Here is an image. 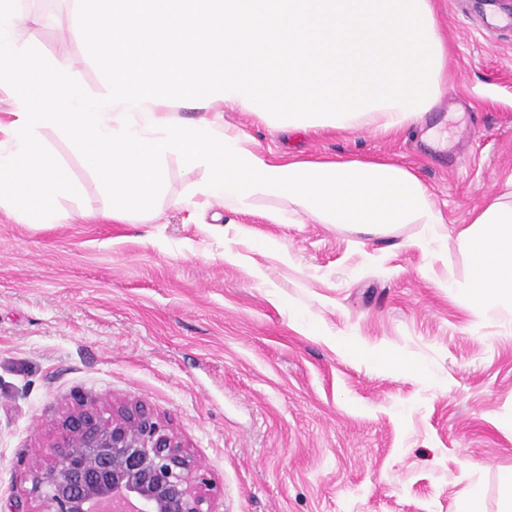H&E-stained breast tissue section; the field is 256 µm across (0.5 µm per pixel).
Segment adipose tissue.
<instances>
[{"label": "adipose tissue", "instance_id": "ef3b65f1", "mask_svg": "<svg viewBox=\"0 0 512 512\" xmlns=\"http://www.w3.org/2000/svg\"><path fill=\"white\" fill-rule=\"evenodd\" d=\"M21 0H0V208L25 224H62L77 190L44 143L52 129L109 194L87 218L157 216L166 161L188 175L182 203L248 212L265 200L275 224H329L386 236L408 224L421 243L444 218L411 170L386 161L274 157L219 123L230 107L291 135L421 124L448 87V41L435 0H73L71 31L108 78L88 96L69 59L44 54ZM200 116L183 120L178 108ZM203 178H196V171ZM456 241L474 311L512 310V192L488 197Z\"/></svg>", "mask_w": 512, "mask_h": 512}]
</instances>
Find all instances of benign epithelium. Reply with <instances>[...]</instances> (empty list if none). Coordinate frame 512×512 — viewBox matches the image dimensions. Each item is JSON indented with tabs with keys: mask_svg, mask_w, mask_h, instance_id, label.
I'll return each instance as SVG.
<instances>
[{
	"mask_svg": "<svg viewBox=\"0 0 512 512\" xmlns=\"http://www.w3.org/2000/svg\"><path fill=\"white\" fill-rule=\"evenodd\" d=\"M29 476L37 512H210L207 473L138 402L70 412Z\"/></svg>",
	"mask_w": 512,
	"mask_h": 512,
	"instance_id": "1",
	"label": "benign epithelium"
}]
</instances>
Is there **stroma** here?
I'll return each mask as SVG.
<instances>
[{
    "label": "stroma",
    "instance_id": "35a3bbf8",
    "mask_svg": "<svg viewBox=\"0 0 512 512\" xmlns=\"http://www.w3.org/2000/svg\"><path fill=\"white\" fill-rule=\"evenodd\" d=\"M478 0H436L448 89L425 127L301 138L249 112L224 123L274 156L388 160L413 170L455 236L490 193L512 191V30L478 31ZM42 50L75 61L87 93L106 76L68 35L72 0H26ZM78 197L65 224L0 209V512H36L28 476L81 404H145L217 492L212 512H455L476 485L498 512L512 468V315L474 314L449 280L456 246L273 224L264 208L191 212L167 161L149 224H90L111 203L71 144L47 131ZM236 261L224 258L225 251ZM399 359L380 367L371 354Z\"/></svg>",
    "mask_w": 512,
    "mask_h": 512
}]
</instances>
